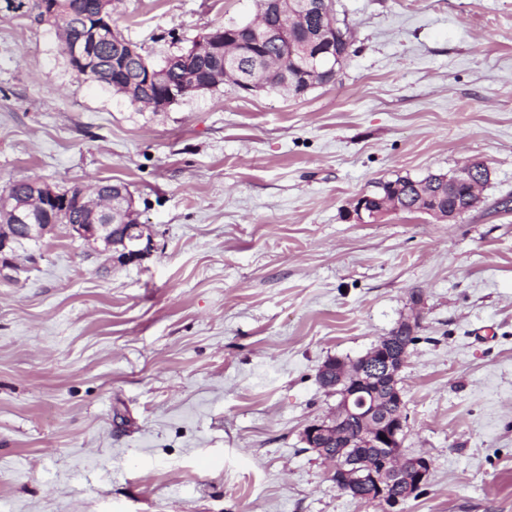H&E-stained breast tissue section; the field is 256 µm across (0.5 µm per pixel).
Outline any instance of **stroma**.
I'll use <instances>...</instances> for the list:
<instances>
[{
  "label": "stroma",
  "instance_id": "1",
  "mask_svg": "<svg viewBox=\"0 0 512 512\" xmlns=\"http://www.w3.org/2000/svg\"><path fill=\"white\" fill-rule=\"evenodd\" d=\"M334 82L226 83L164 112L78 76L53 28L0 13V188L124 183L154 249L127 265L65 225L0 269V512H374L301 440L411 310L393 512H512V0H333ZM256 0H112L158 64ZM491 170L452 221L359 222L379 183ZM421 294L413 307V294Z\"/></svg>",
  "mask_w": 512,
  "mask_h": 512
}]
</instances>
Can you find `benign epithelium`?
Here are the masks:
<instances>
[{"label":"benign epithelium","mask_w":512,"mask_h":512,"mask_svg":"<svg viewBox=\"0 0 512 512\" xmlns=\"http://www.w3.org/2000/svg\"><path fill=\"white\" fill-rule=\"evenodd\" d=\"M288 21L278 26L267 22V15L249 22V28L261 36L265 42H273L286 48L290 53L308 46H301L292 39ZM214 33H208L192 46L183 50V56L175 57L171 63H190L194 58L204 59L213 54ZM107 39L105 28L100 23L86 27L80 42H70V56L74 65L88 71L98 63V49ZM249 63H244L245 57ZM326 60L322 82L329 83L336 78V45L330 41L315 53ZM264 66L279 70L282 83L288 82V70L284 64L277 65L266 56L248 55L237 41L226 38L216 69L210 79L230 81L245 91L266 89L270 84L256 81L249 76V70ZM206 87V83L188 81L185 74L171 79L168 70L158 73L145 67V73L134 82L117 87V93L134 98V103L146 109L161 112L168 109L180 99ZM490 175V168L484 164L479 167L467 164L458 168L452 175L444 176L442 181L452 186L461 181L472 185L467 197L468 208L478 206L481 201L480 190L485 178ZM104 203L112 212V219H121L118 224H104L99 221L102 210L91 199L84 188H79L78 202L90 210L87 221L82 224L67 225L72 238L89 245L103 244L104 249L116 253L114 259L126 264L142 259L153 249V237L147 225L140 222L133 207L131 194L123 184L107 187L100 184ZM399 194L395 187L381 183L378 191L363 194L355 200L353 213L358 221L377 220L399 206ZM71 195L59 191L46 181L34 184V191L21 199L13 198L7 191L0 193V208H8L14 216V223L0 225V264L10 265L7 257L11 251L12 238L23 234L39 241L50 235L55 224L31 223L41 213L60 216L70 210ZM423 213L438 220H451L457 216V209L441 208L438 201L423 195L418 201ZM408 360V346L397 342L396 336L390 334L381 338L365 355L353 362L332 357L319 371L318 380L321 387L337 397L336 408L321 420L307 425L302 432V442L306 448L318 454L328 465L329 476L345 466L349 482L348 490L356 496H368L389 510L400 503L416 496L427 483L431 460L424 453H403L402 443L407 427L402 390L398 388V375ZM357 418L361 421L360 440H345L339 434V424L347 419ZM349 449L346 459L339 458L331 452L336 443ZM399 490V495L389 494L391 488Z\"/></svg>","instance_id":"7a95c632"}]
</instances>
